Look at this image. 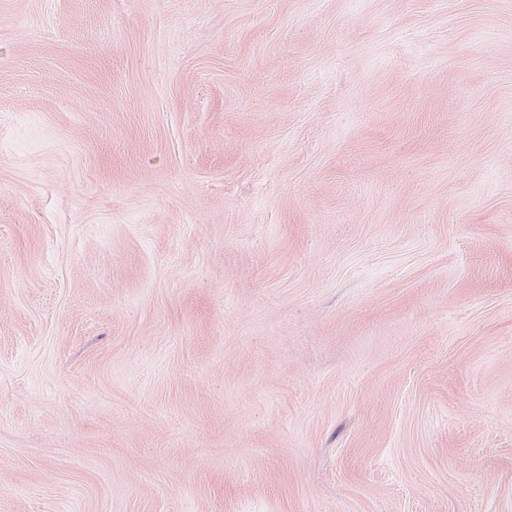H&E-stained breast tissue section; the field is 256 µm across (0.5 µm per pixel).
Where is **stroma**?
Returning a JSON list of instances; mask_svg holds the SVG:
<instances>
[{"label": "stroma", "mask_w": 512, "mask_h": 512, "mask_svg": "<svg viewBox=\"0 0 512 512\" xmlns=\"http://www.w3.org/2000/svg\"><path fill=\"white\" fill-rule=\"evenodd\" d=\"M0 512H512V0H0Z\"/></svg>", "instance_id": "stroma-1"}]
</instances>
